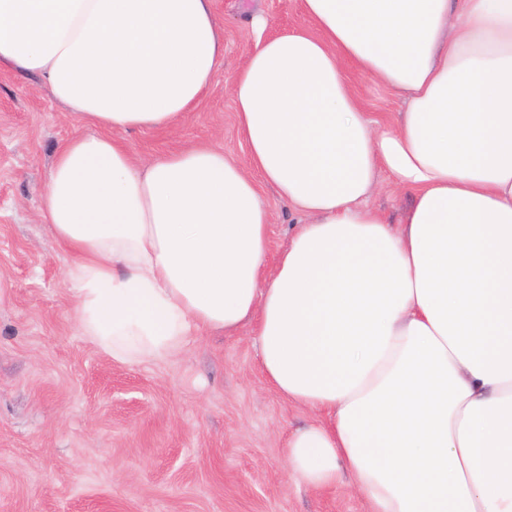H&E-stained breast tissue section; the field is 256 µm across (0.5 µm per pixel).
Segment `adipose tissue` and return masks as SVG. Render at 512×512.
Segmentation results:
<instances>
[{
	"instance_id": "adipose-tissue-1",
	"label": "adipose tissue",
	"mask_w": 512,
	"mask_h": 512,
	"mask_svg": "<svg viewBox=\"0 0 512 512\" xmlns=\"http://www.w3.org/2000/svg\"><path fill=\"white\" fill-rule=\"evenodd\" d=\"M229 80L246 162L148 160L224 60L212 0H0V68L89 125L39 218L71 261L77 328L114 362L250 328L279 396L322 415L287 470L370 512H512V0H301ZM400 98L365 112L347 67ZM388 176L400 223L368 200ZM272 186L295 212L269 258Z\"/></svg>"
}]
</instances>
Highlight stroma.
I'll return each mask as SVG.
<instances>
[{"instance_id": "1", "label": "stroma", "mask_w": 512, "mask_h": 512, "mask_svg": "<svg viewBox=\"0 0 512 512\" xmlns=\"http://www.w3.org/2000/svg\"><path fill=\"white\" fill-rule=\"evenodd\" d=\"M224 61L174 129L125 137L150 158L189 144L245 160L227 87L252 47L306 25L300 0H213ZM36 81L0 68V512H369L348 484L288 478L286 432L317 422L264 382L249 330L123 365L76 328L68 255L38 210L56 150L83 132Z\"/></svg>"}]
</instances>
